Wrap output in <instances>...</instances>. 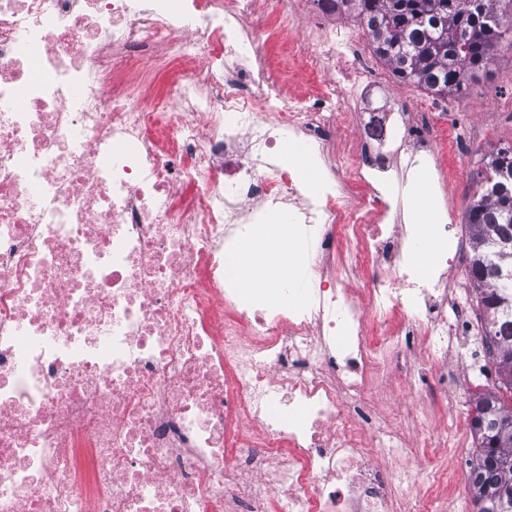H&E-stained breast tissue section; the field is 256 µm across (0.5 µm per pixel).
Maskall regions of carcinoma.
Instances as JSON below:
<instances>
[{
	"mask_svg": "<svg viewBox=\"0 0 512 512\" xmlns=\"http://www.w3.org/2000/svg\"><path fill=\"white\" fill-rule=\"evenodd\" d=\"M512 0H340L365 26L375 54L399 78L439 95L458 94L469 79L488 67L506 35H512ZM466 221L471 242V284L487 317L485 335L495 344L505 368L512 369V280L485 277L486 242L512 238V222L502 219V199L483 193L469 205ZM472 418L477 440L469 479L477 512H512V467H500L494 457L512 458V430L500 433L512 416V392L503 387L479 393Z\"/></svg>",
	"mask_w": 512,
	"mask_h": 512,
	"instance_id": "carcinoma-1",
	"label": "carcinoma"
}]
</instances>
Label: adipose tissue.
Instances as JSON below:
<instances>
[{
	"label": "adipose tissue",
	"mask_w": 512,
	"mask_h": 512,
	"mask_svg": "<svg viewBox=\"0 0 512 512\" xmlns=\"http://www.w3.org/2000/svg\"><path fill=\"white\" fill-rule=\"evenodd\" d=\"M228 264L245 288H267L275 284L298 264L290 225L279 222L261 225L255 235L240 241L229 255Z\"/></svg>",
	"instance_id": "ef3b65f1"
}]
</instances>
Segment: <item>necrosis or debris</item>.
Returning a JSON list of instances; mask_svg holds the SVG:
<instances>
[{
	"label": "necrosis or debris",
	"instance_id": "1",
	"mask_svg": "<svg viewBox=\"0 0 512 512\" xmlns=\"http://www.w3.org/2000/svg\"><path fill=\"white\" fill-rule=\"evenodd\" d=\"M280 5L0 0V512H396L447 481L467 500L430 454L459 456L465 421L410 446L392 405L473 384L462 255L410 261L403 193L465 148L422 101L426 120L373 114L337 148L370 61L293 98L265 47L288 33L319 73L362 27H271ZM272 221L300 265L248 302L224 258Z\"/></svg>",
	"mask_w": 512,
	"mask_h": 512
}]
</instances>
